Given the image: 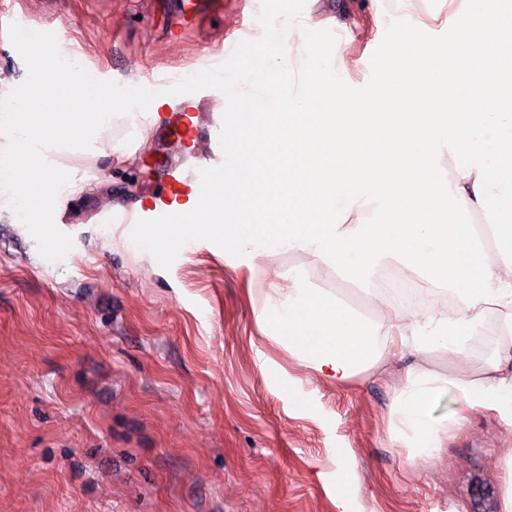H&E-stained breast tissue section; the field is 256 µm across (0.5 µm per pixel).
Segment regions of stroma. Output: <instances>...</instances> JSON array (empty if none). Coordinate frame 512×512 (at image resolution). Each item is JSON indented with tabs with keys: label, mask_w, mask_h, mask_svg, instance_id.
I'll use <instances>...</instances> for the list:
<instances>
[{
	"label": "stroma",
	"mask_w": 512,
	"mask_h": 512,
	"mask_svg": "<svg viewBox=\"0 0 512 512\" xmlns=\"http://www.w3.org/2000/svg\"><path fill=\"white\" fill-rule=\"evenodd\" d=\"M31 29L64 25L67 45L117 83L131 72L185 78L261 8L224 0L222 14L181 38L167 32L169 0H14ZM320 54L357 59L349 76L405 73L400 26H348ZM133 127L116 118L92 148L65 157L92 191L70 197L60 227L74 246L42 258L0 194V512H500L512 425L473 410L453 392L432 414L463 418L432 457L409 460L388 436V410L406 367L336 385L266 337L258 318L288 273L352 296L373 317L386 306L352 294L346 280L298 251L249 259L207 240L179 251H134L137 225L94 223L96 209L130 207L170 166L194 160L177 138L151 133L127 154ZM113 245L102 249L103 233ZM502 326L489 312L455 364L431 354L423 367L479 374L496 358Z\"/></svg>",
	"instance_id": "obj_1"
}]
</instances>
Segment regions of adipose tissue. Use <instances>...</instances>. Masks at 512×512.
I'll return each mask as SVG.
<instances>
[{
    "label": "adipose tissue",
    "instance_id": "ef3b65f1",
    "mask_svg": "<svg viewBox=\"0 0 512 512\" xmlns=\"http://www.w3.org/2000/svg\"><path fill=\"white\" fill-rule=\"evenodd\" d=\"M451 46L411 40V69L375 78L369 93L351 100L344 60L317 54L310 26L298 25L296 56L277 50L281 27L272 23L271 51L243 70L241 80L264 88H293L296 71L320 79L311 112L289 111L262 135L279 142L265 160L246 162L238 185L221 202L230 224L183 225V239L207 230L211 241L271 257L291 250L332 268L370 300L378 267L396 260L457 301L454 311L429 305L397 308L374 320L341 296L306 287L302 276L266 300L262 317L274 342L336 384L373 368L384 350L466 358L469 342L497 309L512 350V109H468L484 81L480 46L512 28V0H489L472 11L468 0H448ZM429 81L434 107H411L391 123L380 119L406 82ZM484 217L477 229L473 220ZM451 385L473 409L497 412L512 425V371L487 362L481 376L441 378L409 367L393 399L390 437L409 459L431 457L448 423L435 420L434 402Z\"/></svg>",
    "mask_w": 512,
    "mask_h": 512
}]
</instances>
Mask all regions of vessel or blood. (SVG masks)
Listing matches in <instances>:
<instances>
[{
  "label": "vessel or blood",
  "mask_w": 512,
  "mask_h": 512,
  "mask_svg": "<svg viewBox=\"0 0 512 512\" xmlns=\"http://www.w3.org/2000/svg\"><path fill=\"white\" fill-rule=\"evenodd\" d=\"M223 5V0H175L170 36H183L203 17L222 9ZM260 95V89L253 87L231 100L211 88L169 96L167 105L162 111L153 113L151 120L154 127L190 146L198 138H206L207 145L198 157L197 171L166 169L160 187L142 195L136 206L120 211H99L98 223L138 224L154 235L159 234L164 224L226 223L228 214L220 197L226 181L233 179L235 171L225 160L231 146L224 140V126L248 118L254 127H262L266 117L253 108L254 100ZM203 107L207 108L208 114L206 124L202 125L198 117Z\"/></svg>",
  "instance_id": "vessel-or-blood-1"
}]
</instances>
